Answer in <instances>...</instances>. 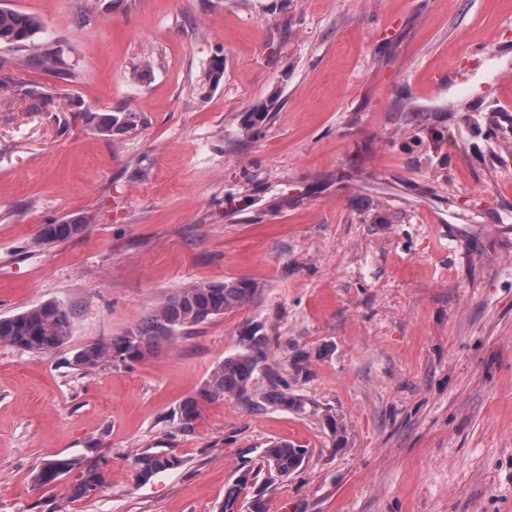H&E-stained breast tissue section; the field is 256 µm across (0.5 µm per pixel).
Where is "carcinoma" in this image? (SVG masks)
Listing matches in <instances>:
<instances>
[{
  "label": "carcinoma",
  "instance_id": "cac0c4a2",
  "mask_svg": "<svg viewBox=\"0 0 512 512\" xmlns=\"http://www.w3.org/2000/svg\"><path fill=\"white\" fill-rule=\"evenodd\" d=\"M41 29L38 17L10 8H0V45L25 46L27 54L16 60H0V91L7 102L20 101L28 112H45L49 97L40 86L17 77L19 69H35L48 75L67 79L74 75L75 65L64 47L57 42L35 41ZM224 74V61L218 58L200 80L199 88L215 87ZM94 131L107 138L122 136L138 127L139 116L128 108H115L90 116ZM82 219L52 222L43 225L39 238L49 243L78 233ZM258 291L257 285L247 280H228L219 284H191L180 289L161 303L135 330L107 342L84 346L75 356L79 366L96 367L104 362L128 363L138 361L154 352L163 341L176 338L187 328L232 311L249 303ZM70 332V312L57 303H47L9 318H0V343H7L31 352H41L65 343ZM270 351L269 337L256 326L240 340V348L224 358L197 392L184 400L177 412V424L184 433L194 431L200 418V404L224 399L251 401L249 391L260 364ZM272 387L270 402L286 410L305 412L306 402L291 392L288 378L269 374ZM306 450L290 440L272 441L263 450L262 461L269 473L285 478L304 463ZM179 465V460L162 453H141L134 461L136 479L149 481L160 471ZM73 466L68 459L49 460L36 476L38 483L49 485ZM257 478L251 471L239 476L236 484L224 498L220 512H235L234 507L249 478ZM104 483V473L95 469L87 473L74 489L73 496L88 497Z\"/></svg>",
  "mask_w": 512,
  "mask_h": 512
}]
</instances>
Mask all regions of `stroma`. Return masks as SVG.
<instances>
[{
    "label": "stroma",
    "mask_w": 512,
    "mask_h": 512,
    "mask_svg": "<svg viewBox=\"0 0 512 512\" xmlns=\"http://www.w3.org/2000/svg\"><path fill=\"white\" fill-rule=\"evenodd\" d=\"M0 7L77 62L22 73L54 111L0 105V318L74 311L59 347L0 343V512H220L279 439L305 463L237 512H512V0ZM117 107L141 123L110 141L87 115ZM239 279L253 301L143 360L75 364L179 289ZM257 325L306 411L263 402L261 372L259 408L206 404L179 431ZM146 451L180 464L138 482ZM57 458L73 468L38 484ZM92 468L105 484L72 497ZM82 219L75 218L70 221L52 222L43 225L39 238L41 241L49 243L64 239L78 233L82 228Z\"/></svg>",
    "instance_id": "1"
}]
</instances>
